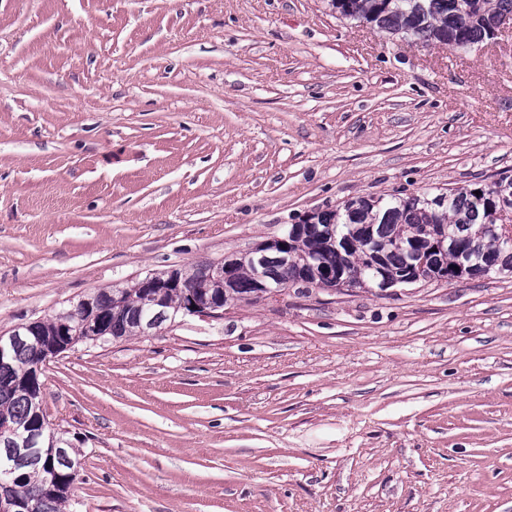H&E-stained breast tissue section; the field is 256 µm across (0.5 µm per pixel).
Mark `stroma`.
Returning a JSON list of instances; mask_svg holds the SVG:
<instances>
[{
	"instance_id": "stroma-1",
	"label": "stroma",
	"mask_w": 512,
	"mask_h": 512,
	"mask_svg": "<svg viewBox=\"0 0 512 512\" xmlns=\"http://www.w3.org/2000/svg\"><path fill=\"white\" fill-rule=\"evenodd\" d=\"M512 174V37L328 0H0V332L305 213ZM73 512H512V276L287 288L45 370Z\"/></svg>"
}]
</instances>
